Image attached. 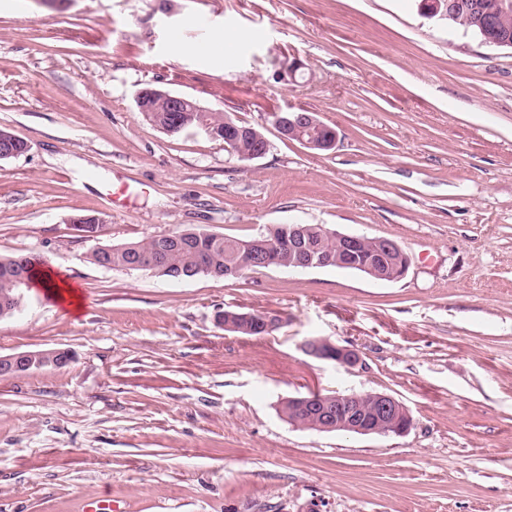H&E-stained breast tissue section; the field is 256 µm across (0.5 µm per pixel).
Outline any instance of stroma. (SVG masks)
<instances>
[{
    "mask_svg": "<svg viewBox=\"0 0 512 512\" xmlns=\"http://www.w3.org/2000/svg\"><path fill=\"white\" fill-rule=\"evenodd\" d=\"M154 85L259 127L268 153L242 162L152 126L135 99ZM284 111L317 113L334 149L282 139L268 118ZM0 127L30 146L0 160V255L45 256L84 303L34 288L0 319V355L74 356L0 377V512H512V50L419 0H0ZM120 182L124 206L108 196ZM269 224L387 237L410 267L395 282L170 280L86 259ZM222 310L283 324L240 336ZM311 337L362 366L305 355ZM317 390L390 394L415 426L319 433L280 416Z\"/></svg>",
    "mask_w": 512,
    "mask_h": 512,
    "instance_id": "obj_1",
    "label": "stroma"
}]
</instances>
